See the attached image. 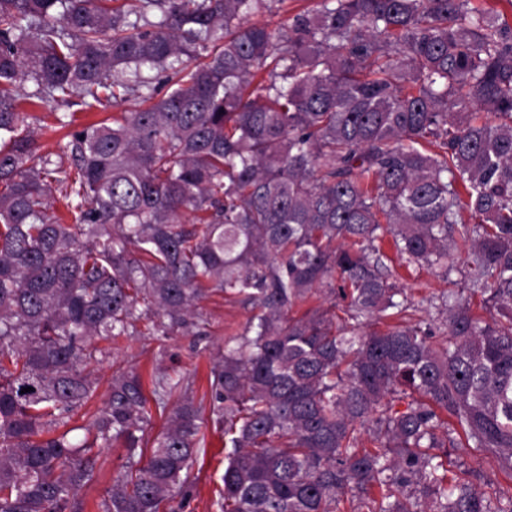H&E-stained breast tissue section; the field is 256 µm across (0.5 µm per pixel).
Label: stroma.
Segmentation results:
<instances>
[{
  "instance_id": "1",
  "label": "stroma",
  "mask_w": 512,
  "mask_h": 512,
  "mask_svg": "<svg viewBox=\"0 0 512 512\" xmlns=\"http://www.w3.org/2000/svg\"><path fill=\"white\" fill-rule=\"evenodd\" d=\"M139 106L140 100L134 95L128 96L120 106L111 105L91 112L81 111L76 106L34 104L25 97L19 109L26 116L40 152L53 153L59 143L69 140L73 133L84 126L110 119L119 111H133ZM392 273L396 284L404 289L412 302L415 316L430 323L434 331H442L444 319L437 315L431 303L441 293L463 287L460 273L455 270L447 272L438 267H423L411 272L396 267ZM201 306L209 322L207 335L201 337L177 335L162 344L151 336H132L112 344L97 340V347L107 348L108 354L95 368L99 386L89 403L90 408L101 406L112 374V363L116 360L137 367L145 378L150 377L156 363H163L172 376L193 380L196 397H209L211 355L223 347L227 337L242 330L251 311L241 304L226 302L216 296L203 300ZM125 462L126 450L121 445L100 449L96 479L79 493L83 512H103V502L113 481L122 473ZM223 475L224 435L216 430L212 419L208 418L201 429V441L186 480V495L179 512H222Z\"/></svg>"
}]
</instances>
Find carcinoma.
Listing matches in <instances>:
<instances>
[{
	"label": "carcinoma",
	"mask_w": 512,
	"mask_h": 512,
	"mask_svg": "<svg viewBox=\"0 0 512 512\" xmlns=\"http://www.w3.org/2000/svg\"><path fill=\"white\" fill-rule=\"evenodd\" d=\"M275 2L0 0V512H82L113 443L127 462L104 512H176L192 381L158 364L147 387L114 362L103 405L69 422L98 389L93 337L202 336L213 295L252 312L210 368L224 512L377 493L379 512H512L460 462L512 471V25L471 0L249 23ZM146 70L167 73L162 97ZM26 80L85 109L148 93L52 155L18 112ZM451 249L467 291L438 338L390 263ZM315 296L330 305L297 311Z\"/></svg>",
	"instance_id": "obj_1"
}]
</instances>
